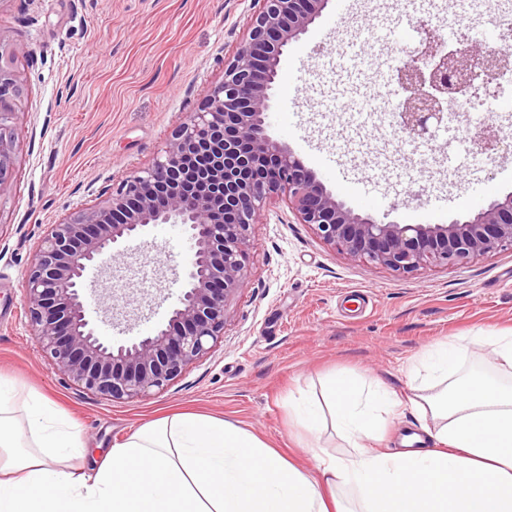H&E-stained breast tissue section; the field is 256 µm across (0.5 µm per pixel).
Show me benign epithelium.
<instances>
[{
	"label": "benign epithelium",
	"instance_id": "1",
	"mask_svg": "<svg viewBox=\"0 0 512 512\" xmlns=\"http://www.w3.org/2000/svg\"><path fill=\"white\" fill-rule=\"evenodd\" d=\"M239 46L224 60V77L180 120L151 165L95 200L49 224L25 268L24 309L38 351L77 390L103 400L135 401L166 390L224 336L230 307L248 276L252 229L267 203L284 202L301 224L352 261L399 275L455 269L479 257L512 251V193L473 218L446 224H387L336 199L316 174L266 132L283 48L305 34L328 0H254ZM410 64L396 73L409 92L396 125L427 143L448 122L458 96L490 93L506 49L464 42L445 50L439 29L419 24ZM20 79L0 52V186L16 153L10 122ZM490 159L512 147L494 114L468 130ZM154 224H180L192 254L186 286L167 325L114 345L97 335L80 293L87 268L125 255L128 242Z\"/></svg>",
	"mask_w": 512,
	"mask_h": 512
}]
</instances>
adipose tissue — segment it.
I'll use <instances>...</instances> for the list:
<instances>
[{
  "mask_svg": "<svg viewBox=\"0 0 512 512\" xmlns=\"http://www.w3.org/2000/svg\"><path fill=\"white\" fill-rule=\"evenodd\" d=\"M466 350L439 341L412 365L429 448L415 433L403 449H369L403 400L359 377L327 379L323 402L292 401L307 432L332 425L349 447L310 471L232 422L188 413L140 425L95 474L67 471L85 454L79 426L0 378V512H512V386L458 376Z\"/></svg>",
  "mask_w": 512,
  "mask_h": 512,
  "instance_id": "ef3b65f1",
  "label": "adipose tissue"
}]
</instances>
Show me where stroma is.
I'll return each mask as SVG.
<instances>
[{
	"label": "stroma",
	"mask_w": 512,
	"mask_h": 512,
	"mask_svg": "<svg viewBox=\"0 0 512 512\" xmlns=\"http://www.w3.org/2000/svg\"><path fill=\"white\" fill-rule=\"evenodd\" d=\"M253 0H0V45L15 51L23 86L11 123L17 144L0 190V375L19 396L38 393L81 424L87 465L145 421L173 413L211 415L255 434L284 459L313 463L316 446L343 454L327 428L313 440L289 398L320 394L330 375L408 393V367L435 342L470 337L462 369L497 377L482 330H512V252L413 275L335 253L284 203L266 206L251 237L248 278L211 353L164 392L111 402L76 389L37 350L23 305V271L47 225L78 210L104 187L146 167L176 123L220 81L224 57L241 41ZM448 48L460 34L501 44L492 0H355L337 16L334 0L280 57L266 124L336 196L381 222L408 224L438 211L473 216L512 192V154L475 161L462 112L417 146L394 138L387 114H362L361 101L394 80L391 61L408 60L420 20ZM364 49L368 78L337 89L332 60ZM190 243L158 224L130 243L123 261L85 275L98 335L121 343L166 323L185 285Z\"/></svg>",
	"instance_id": "1"
}]
</instances>
